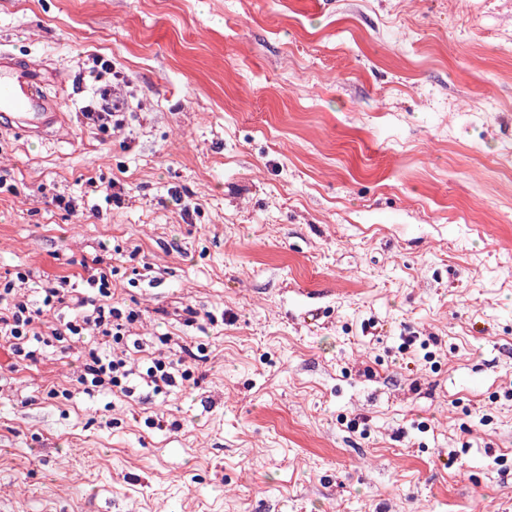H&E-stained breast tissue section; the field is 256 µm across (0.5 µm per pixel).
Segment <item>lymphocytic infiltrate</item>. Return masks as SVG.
I'll return each mask as SVG.
<instances>
[{
	"label": "lymphocytic infiltrate",
	"instance_id": "obj_1",
	"mask_svg": "<svg viewBox=\"0 0 512 512\" xmlns=\"http://www.w3.org/2000/svg\"><path fill=\"white\" fill-rule=\"evenodd\" d=\"M29 272H17L15 279L0 281V340L8 343L13 359L37 360L43 348L53 343L73 342L80 346L81 363L76 382L84 393L116 390L129 393L130 376H139L154 393L173 385L175 380H190L191 372L183 358L160 357L153 359L145 372L134 373L118 348L123 345L127 323L136 321L135 311H122L110 303L112 279L106 271L90 276L102 299L91 314L55 327L48 315L69 297L67 279H59L57 286L46 288L38 304H30L15 292V284L28 280Z\"/></svg>",
	"mask_w": 512,
	"mask_h": 512
}]
</instances>
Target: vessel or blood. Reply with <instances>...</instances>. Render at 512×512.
I'll list each match as a JSON object with an SVG mask.
<instances>
[{
    "label": "vessel or blood",
    "mask_w": 512,
    "mask_h": 512,
    "mask_svg": "<svg viewBox=\"0 0 512 512\" xmlns=\"http://www.w3.org/2000/svg\"><path fill=\"white\" fill-rule=\"evenodd\" d=\"M60 120L55 97L27 67L0 53V124L38 134Z\"/></svg>",
    "instance_id": "obj_1"
}]
</instances>
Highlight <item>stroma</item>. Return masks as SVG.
Here are the masks:
<instances>
[{
  "label": "stroma",
  "instance_id": "35a3bbf8",
  "mask_svg": "<svg viewBox=\"0 0 512 512\" xmlns=\"http://www.w3.org/2000/svg\"><path fill=\"white\" fill-rule=\"evenodd\" d=\"M0 51L61 112L0 127V277L205 347L152 398L0 350V512H512V0H0ZM127 103L121 100H113L112 106L87 105L84 107V116L99 126H106L112 122V117L116 116V112H123Z\"/></svg>",
  "mask_w": 512,
  "mask_h": 512
}]
</instances>
